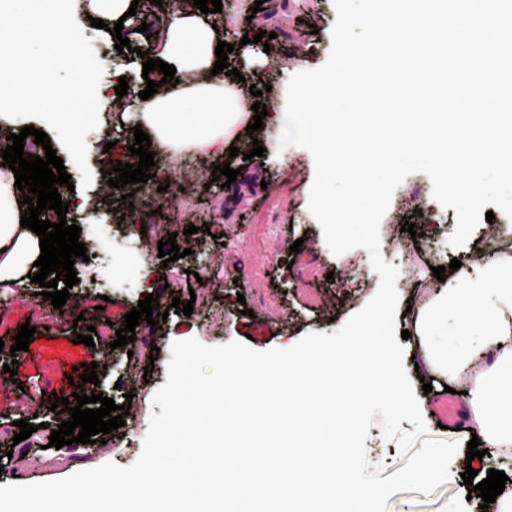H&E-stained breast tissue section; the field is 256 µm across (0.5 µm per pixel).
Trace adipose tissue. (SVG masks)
I'll return each instance as SVG.
<instances>
[{"mask_svg": "<svg viewBox=\"0 0 512 512\" xmlns=\"http://www.w3.org/2000/svg\"><path fill=\"white\" fill-rule=\"evenodd\" d=\"M71 3L27 0L19 9L15 0H0V102L18 107L61 98L52 74L71 66L78 48L62 43L48 21L67 17ZM218 40L211 19L180 2L169 12L157 55L177 73L197 72V79L164 84L138 103L102 91L96 106L131 113L161 159L198 152L220 161L230 147L249 149L246 127L253 116L255 98L249 88L254 79L213 74ZM22 202L12 170L1 167V287L21 279L40 255L37 234L20 224ZM488 267V277L480 282L470 279L467 268L454 271L447 294L417 310L414 333L425 338L432 326L450 316L459 334L478 333L480 358L469 357L453 343L427 347L421 369L434 381L464 384L468 427L481 447L498 449L512 460V248L493 252Z\"/></svg>", "mask_w": 512, "mask_h": 512, "instance_id": "adipose-tissue-1", "label": "adipose tissue"}]
</instances>
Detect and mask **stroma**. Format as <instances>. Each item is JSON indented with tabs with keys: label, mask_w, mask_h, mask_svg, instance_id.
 <instances>
[{
	"label": "stroma",
	"mask_w": 512,
	"mask_h": 512,
	"mask_svg": "<svg viewBox=\"0 0 512 512\" xmlns=\"http://www.w3.org/2000/svg\"><path fill=\"white\" fill-rule=\"evenodd\" d=\"M68 25L79 48V66L55 73L56 83L78 77L79 67H88L83 92L94 96L99 88H114L126 77L130 88L142 90L140 50L150 47L133 21H126L123 36L139 46L138 51L119 54L116 39L108 31L92 27L88 0H74ZM336 20L333 0H291L276 18L253 13L251 6L235 4L224 16L231 31L252 34L275 32L269 45L249 43L228 55L231 66L256 74L269 92L266 126L285 107L289 77L304 69L321 66L331 47V29ZM131 116L93 110L65 116L60 105L34 106L15 114L10 125L0 127V145L9 134L31 126L45 132L53 150L64 161L75 191L67 213L81 228L80 240L88 260H76L79 278L63 309L37 294L38 284L0 291V337H15L20 326L31 324L36 333L28 351L11 357L0 354V486L12 483L15 468H24L31 483L60 480L73 473L107 462L131 465L138 458L152 414L157 389L167 381L170 345L191 338L208 346L232 340H248L251 348L264 351L288 348L306 333H333L375 294L379 276L371 268L365 249L354 248L333 255L322 229L308 212L314 178L311 155L299 147L281 154H265L244 160L233 157L236 181L228 187L204 188L195 178L182 179L179 186L161 195L143 189L139 196L141 216L127 215L120 190L104 194L101 173L102 148L125 141ZM431 182L422 173L406 178L395 191L380 228L381 253L398 267L396 287L400 294L397 330L412 327L405 310L409 299L436 296L440 286L432 270L452 259L469 258L472 279L483 276L493 249L512 241V227L481 222L464 248L448 244L455 230L456 212L442 208L431 195ZM213 215L209 232H202L205 215ZM420 226L423 235L411 238L403 232L405 222ZM198 226L187 234L188 225ZM175 234L179 248L190 254L166 264L158 256V244ZM301 241L298 254H290L294 241ZM159 296L161 307L173 297L193 300L191 315L169 314L161 331L147 324L135 329L136 338L154 339L156 355L142 348L110 349L124 316L148 294ZM91 333L94 344L74 343L75 334ZM16 363L17 377L3 367ZM97 363L98 384H86L114 399L116 405L130 403L123 429L106 434L93 454L78 447H50L49 436L63 416L51 411L50 394L71 397L69 378L74 367ZM132 401H125V393ZM37 418L42 427L33 432L41 449L36 455L12 453L11 444L20 419ZM450 482L432 494L399 492L388 500L389 512H480L479 499L468 496L457 466H450Z\"/></svg>",
	"instance_id": "1"
}]
</instances>
